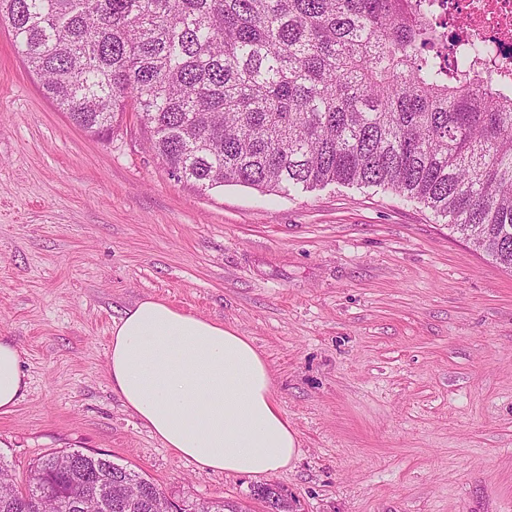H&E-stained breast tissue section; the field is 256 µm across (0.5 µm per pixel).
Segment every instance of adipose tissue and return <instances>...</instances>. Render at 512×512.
<instances>
[{"mask_svg": "<svg viewBox=\"0 0 512 512\" xmlns=\"http://www.w3.org/2000/svg\"><path fill=\"white\" fill-rule=\"evenodd\" d=\"M109 374L124 406L200 470L266 477L288 468L298 438L249 337L147 298L112 327ZM25 387L21 353L0 336V414Z\"/></svg>", "mask_w": 512, "mask_h": 512, "instance_id": "1", "label": "adipose tissue"}]
</instances>
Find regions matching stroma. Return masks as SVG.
Returning a JSON list of instances; mask_svg holds the SVG:
<instances>
[{
	"label": "stroma",
	"mask_w": 512,
	"mask_h": 512,
	"mask_svg": "<svg viewBox=\"0 0 512 512\" xmlns=\"http://www.w3.org/2000/svg\"><path fill=\"white\" fill-rule=\"evenodd\" d=\"M124 113L91 136L0 22V335L26 387L0 414L25 480L103 452L175 503L265 512L262 478L165 448L112 389V324L157 298L249 336L298 456L270 483L299 512H512V272L388 190L288 196L172 178Z\"/></svg>",
	"instance_id": "35a3bbf8"
}]
</instances>
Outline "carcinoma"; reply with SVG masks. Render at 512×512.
I'll return each instance as SVG.
<instances>
[{"instance_id": "obj_1", "label": "carcinoma", "mask_w": 512, "mask_h": 512, "mask_svg": "<svg viewBox=\"0 0 512 512\" xmlns=\"http://www.w3.org/2000/svg\"><path fill=\"white\" fill-rule=\"evenodd\" d=\"M425 0H0L44 94L94 135L137 113L177 181L289 195L329 183L431 209L512 272V92L447 54ZM112 505L86 500V478ZM0 456V512H26ZM22 487L39 512H165L106 453L57 451ZM254 496L284 512L271 485ZM176 512H241L221 501Z\"/></svg>"}]
</instances>
